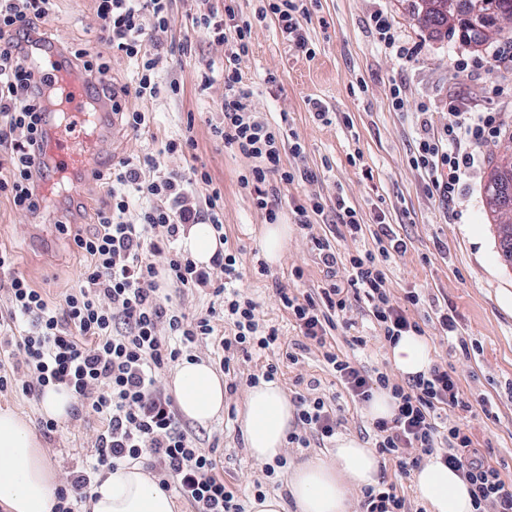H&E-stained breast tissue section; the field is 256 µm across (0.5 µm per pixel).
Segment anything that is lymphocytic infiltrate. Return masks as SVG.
I'll return each mask as SVG.
<instances>
[{
    "label": "lymphocytic infiltrate",
    "mask_w": 512,
    "mask_h": 512,
    "mask_svg": "<svg viewBox=\"0 0 512 512\" xmlns=\"http://www.w3.org/2000/svg\"><path fill=\"white\" fill-rule=\"evenodd\" d=\"M56 0H0V151L9 162L0 177V197L21 212L35 213L48 200L34 174L35 149L49 105L58 103L57 89L46 85L35 68L32 44L42 41L39 24L53 13ZM195 19L214 42L228 46L224 56L222 117L212 126L226 148L252 158L241 178L254 204L276 221L280 187L314 181L312 171L283 164L284 138L279 128L253 111L240 61L251 48L252 29L239 20L231 0L215 6L201 0ZM169 0H95L101 21L100 39L113 51L136 60L134 89L110 92L112 112L121 125L135 132L149 129L153 116L147 105L161 93H174L177 81L162 83L157 59L150 51L158 34L170 26ZM268 8L283 35L299 49L308 38L301 23L309 10L303 0H269ZM135 95L139 107L129 106ZM498 130L489 112H464L449 104L448 122L440 131L424 130L412 163L428 177L432 192L451 201L463 176L481 157L476 145ZM195 140L184 135L167 140L157 152L113 161L96 175L108 200L97 213L94 232L75 236L85 259L78 288L66 294L62 308L50 304L40 289L15 273L14 257L0 248V274H6L9 306L0 311V332L10 333L11 348L0 347V392L12 385L4 373L15 352L25 360L24 395L41 397L56 385L67 386L76 411L87 410L105 423L97 438L95 463L116 466L126 460L147 459L162 488H175L191 512H245L242 500L227 488L213 452L199 448L183 427L173 398L158 389L157 377L179 361L185 349L215 335L218 321L234 326L221 338L224 366L232 368L236 353L265 350L278 343L276 327L260 326L256 302L234 291L242 273L235 255L216 253L203 268L178 251L174 243L187 224L223 228L224 201L210 174L198 165ZM183 159L174 169L166 157ZM325 268L327 283L312 297L279 289L281 304L302 337L321 347L323 358L354 398L370 401L378 390L390 391L397 401L392 417L373 424L378 454L397 459L403 475L418 468L422 457L440 455L470 485L476 512L494 504L496 512H512V484L499 468L479 453L465 424L441 422L440 410L470 413L457 381L447 368L432 365L406 385L391 383L380 370L367 371L326 347L328 331L350 329L343 315L351 303L363 304L380 327L386 343L406 333L421 334L405 306L392 303L386 273L372 253L350 255L346 281L336 278L338 264L328 239L311 240ZM164 265H157V258ZM177 288H206L223 296V310L208 309L189 317L163 304L158 295L159 274ZM23 334H16L19 323ZM297 419L316 438L333 437L339 424L336 408L319 398L301 399Z\"/></svg>",
    "instance_id": "f902f5d3"
}]
</instances>
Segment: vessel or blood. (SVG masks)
<instances>
[{
	"label": "vessel or blood",
	"mask_w": 512,
	"mask_h": 512,
	"mask_svg": "<svg viewBox=\"0 0 512 512\" xmlns=\"http://www.w3.org/2000/svg\"><path fill=\"white\" fill-rule=\"evenodd\" d=\"M58 47L34 46L32 60L48 82L62 90L61 115H50L38 159L47 161L49 171L40 181L45 191L61 187L64 194L77 195L80 178L92 176L103 157L97 141L106 134L110 101L92 96L90 84L77 74H67L58 66Z\"/></svg>",
	"instance_id": "vessel-or-blood-1"
}]
</instances>
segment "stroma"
<instances>
[{"label": "stroma", "mask_w": 512, "mask_h": 512, "mask_svg": "<svg viewBox=\"0 0 512 512\" xmlns=\"http://www.w3.org/2000/svg\"><path fill=\"white\" fill-rule=\"evenodd\" d=\"M261 0H237L241 18L252 21V46L242 58L243 81L251 92L254 109L271 124L302 145L300 155L283 152L285 165L316 173L312 182L282 188L279 221L288 227V246L279 262L270 264L268 275L253 269L262 258L260 245L266 224L263 211L254 204L249 189L240 182L251 162L226 149L211 133L224 98V79L215 77L207 92H200L195 72L207 63L222 65L225 49L192 23L198 0H170V27L160 35L155 51L162 80H178V94H165L150 102L154 122L149 131L116 129L107 146L111 156H136L156 150L166 140L192 127L195 152L214 185L224 197L225 248L244 271L239 289L260 305V317L279 328L283 347L293 346L301 335L279 302L277 287L298 295L316 293L325 273L315 255L311 237L328 238L335 247L339 279H346L349 255L377 250L376 217L387 223L407 244L403 253H391L385 261L387 286L395 302L407 292H417L418 305L408 306L429 339L435 363L447 366L463 397L471 404L488 401L490 413H475L467 425L474 447L512 480V263L504 256L498 229L487 209L485 188L490 162L512 139V62H497L495 52L506 46V37L474 47L431 32L418 24L412 0H317L310 19L304 20L310 54L284 40L272 20L256 21ZM384 11L392 21L411 57L399 59L385 53L370 17ZM44 28L52 37L76 48L97 47L100 21L92 0H57ZM275 83H267V76ZM400 86L405 104L392 105L391 89ZM318 98L329 110V122L310 111L309 99ZM456 100L468 112H493L501 131L483 140L481 163L471 169L459 189L453 207L433 196L429 180L412 167L410 158L424 121L442 126L448 121V102ZM360 154L352 165L351 154ZM323 199V215L314 217L308 230L295 221L293 205L313 196ZM344 197L356 209L364 235L351 239L336 218V199ZM106 199L102 186L80 197L57 198L50 213L23 215L0 199V246L13 252L15 269L40 288L52 303L80 284L82 259L74 234L92 230L96 213ZM64 221L68 233L55 223ZM303 278H295V270ZM453 314L458 336H446L437 320L440 311ZM348 317L350 335L334 331L327 339L336 354L355 355L366 369L393 372L389 349L374 336L364 305L352 304ZM367 337L363 349H353L350 336ZM273 353L240 357L235 364L237 388L224 395V411L207 425L185 421L198 447L215 449L223 466L226 485L243 500H251L255 488L284 491L289 463L328 454L334 440H311L308 446L287 444L286 466L268 472L254 461L238 424L245 405L250 375L260 373L274 360ZM278 383L289 399L319 397L339 406L338 435H351L366 447L375 444L373 422L365 402L354 399L324 361L320 350L300 352L298 362L278 361ZM38 399L21 389L0 392V409L9 407L29 417L50 464L61 481L83 470L95 455L102 429L91 413L80 412L59 421L46 432Z\"/></svg>", "instance_id": "obj_1"}]
</instances>
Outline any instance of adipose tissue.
<instances>
[{"label": "adipose tissue", "instance_id": "ef3b65f1", "mask_svg": "<svg viewBox=\"0 0 512 512\" xmlns=\"http://www.w3.org/2000/svg\"><path fill=\"white\" fill-rule=\"evenodd\" d=\"M181 250L199 266H210L224 247L212 225L182 229ZM395 370L412 377L430 368L432 348L426 337L407 334L390 348ZM183 417L207 425L224 411V378L202 360H182L166 379ZM296 410L276 382L251 387L240 418L251 457L272 464L281 457ZM379 457L351 436L339 437L330 455L295 463L286 495L251 501L250 512H353V493L376 485ZM413 483L430 512H474L468 483L433 457L413 473ZM59 476L50 466L32 425L15 411L0 409V505L8 512H52ZM172 496L141 463L126 461L95 480L87 512H174Z\"/></svg>", "mask_w": 512, "mask_h": 512}]
</instances>
